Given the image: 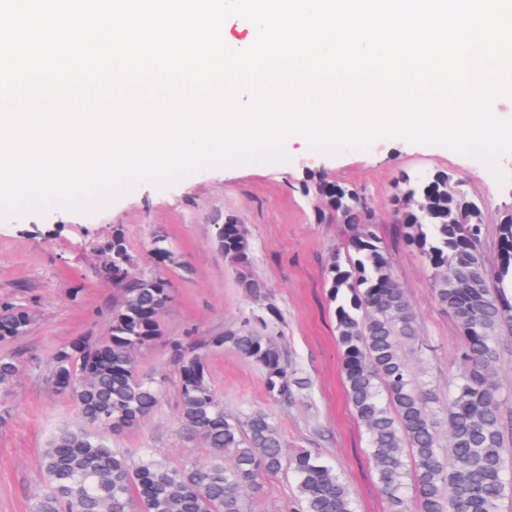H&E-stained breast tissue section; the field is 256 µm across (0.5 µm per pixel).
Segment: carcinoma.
Here are the masks:
<instances>
[{
	"label": "carcinoma",
	"instance_id": "cac0c4a2",
	"mask_svg": "<svg viewBox=\"0 0 512 512\" xmlns=\"http://www.w3.org/2000/svg\"><path fill=\"white\" fill-rule=\"evenodd\" d=\"M449 183L444 171L418 181L406 175L395 197L398 234L431 268L435 300L463 339L464 370L448 380L445 408L434 389L417 382L405 358L417 341L416 319L389 251L366 224L364 194L316 173L304 183L317 222L343 221L351 228L346 256L333 257L325 277L336 303L345 389L366 432L388 512H500L512 488V461L504 455L512 416L503 413L497 368L503 337L512 338V293L504 287L512 276V212L500 220L498 259L491 266L480 248L481 210ZM217 246L239 269V287L260 296L244 226L220 225ZM101 253L97 276L119 296L107 336L75 337L53 355V383L72 399L83 424L51 435L41 454L43 488L30 512H252L263 481L280 472L293 479L296 512H355L349 486L318 453L301 448L286 454L273 413L224 411L204 358L210 347L231 348L257 365L283 406L307 386L276 338L245 324L204 341L169 343L179 385L177 420L210 448L206 463L172 466L149 448L109 445L106 434L140 426L163 395L164 380L142 373L139 356L162 336L171 294L164 278L138 270L119 230ZM151 254L160 263H178L161 240ZM33 321L30 308L0 300V342L23 336ZM19 372L20 361L1 353V395Z\"/></svg>",
	"mask_w": 512,
	"mask_h": 512
}]
</instances>
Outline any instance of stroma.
I'll return each instance as SVG.
<instances>
[{"label": "stroma", "mask_w": 512, "mask_h": 512, "mask_svg": "<svg viewBox=\"0 0 512 512\" xmlns=\"http://www.w3.org/2000/svg\"><path fill=\"white\" fill-rule=\"evenodd\" d=\"M286 151L285 163L208 168L163 189L142 184L93 215L57 208L44 217L0 220V299L21 302L35 313L24 336L0 343V353L22 364L14 388L0 395V512H29L43 482L40 458L49 436L59 425L81 422L69 396L51 382L52 356L73 337L106 336L117 291L98 279L96 266L99 245L116 229L139 268L169 281L172 301L161 317L162 337L139 357L142 372L165 379L166 392L141 427L112 436L113 447L152 448L176 465L206 462L204 442L178 425L177 377L167 344L187 334L205 340L244 324L263 326L309 388L295 403L277 405L256 365L232 349L211 348L210 380L225 410L275 413L287 449H318L349 484L356 512H387L364 429L346 398L335 305L325 287L331 257L344 253L350 229L317 223L303 182L316 171L363 191L376 214L372 230L388 249L416 316L419 345L407 357L444 401L449 379L463 370V341L434 299L430 267L397 233L393 197L406 175L445 171L462 180L484 210V255L496 262L499 218L512 211V155L500 161L507 177L501 183L473 158L403 140L379 139L368 151L335 157L297 144ZM228 215L238 217L247 232L251 271L264 285L260 298L242 291L237 268L217 247L218 227ZM157 236L177 255L178 265L153 261L150 248Z\"/></svg>", "instance_id": "stroma-1"}]
</instances>
